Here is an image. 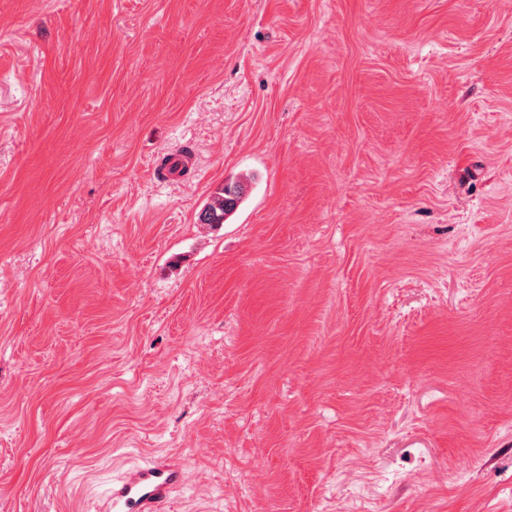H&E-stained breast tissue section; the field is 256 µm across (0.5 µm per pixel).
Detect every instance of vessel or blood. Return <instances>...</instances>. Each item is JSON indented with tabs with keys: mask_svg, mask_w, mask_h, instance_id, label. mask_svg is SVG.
Instances as JSON below:
<instances>
[{
	"mask_svg": "<svg viewBox=\"0 0 512 512\" xmlns=\"http://www.w3.org/2000/svg\"><path fill=\"white\" fill-rule=\"evenodd\" d=\"M184 477V462L168 457L130 466L113 480L101 512H171L173 492Z\"/></svg>",
	"mask_w": 512,
	"mask_h": 512,
	"instance_id": "obj_1",
	"label": "vessel or blood"
}]
</instances>
